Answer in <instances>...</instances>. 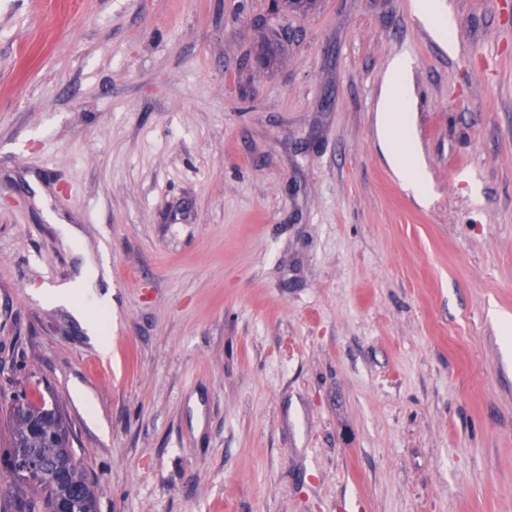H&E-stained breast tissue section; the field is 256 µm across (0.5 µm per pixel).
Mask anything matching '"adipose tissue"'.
Listing matches in <instances>:
<instances>
[{"mask_svg": "<svg viewBox=\"0 0 512 512\" xmlns=\"http://www.w3.org/2000/svg\"><path fill=\"white\" fill-rule=\"evenodd\" d=\"M409 67L410 62L407 57H397L392 61L384 76L377 106L379 135L383 143L389 146L392 165L406 188L422 198L427 194V185L419 178L416 164L414 161L404 158L392 147L394 110L401 101L409 97V91L405 84V76ZM98 276L99 269L96 262L91 259L87 260L80 275L86 285L83 302H75L71 292L64 287L49 290L46 296L52 304L66 307L87 326H94L93 310L108 309L112 306L110 296L99 295L96 290L95 283Z\"/></svg>", "mask_w": 512, "mask_h": 512, "instance_id": "1", "label": "adipose tissue"}]
</instances>
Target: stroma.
<instances>
[{
  "label": "stroma",
  "mask_w": 512,
  "mask_h": 512,
  "mask_svg": "<svg viewBox=\"0 0 512 512\" xmlns=\"http://www.w3.org/2000/svg\"><path fill=\"white\" fill-rule=\"evenodd\" d=\"M442 2L0 0V395L98 512H512V0ZM414 14L421 23L433 29L439 40L447 44L443 34L452 25V19L442 11L441 0H414ZM409 67L408 58L399 56L392 61L384 76L377 106L379 135L387 146L392 165L406 188L422 198L427 194V185L418 177L416 164L411 159L404 158L393 147L394 110L401 101L409 98L404 81ZM99 276V269L93 259H87L81 269V280L85 283L84 302L76 303L68 288L50 289L45 293L50 302L57 306L66 307L71 313L87 324L89 328L96 326L92 318V311L106 308L112 312V300L108 294L101 296L97 293L95 283Z\"/></svg>",
  "instance_id": "obj_1"
}]
</instances>
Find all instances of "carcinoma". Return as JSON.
I'll return each mask as SVG.
<instances>
[{
	"mask_svg": "<svg viewBox=\"0 0 512 512\" xmlns=\"http://www.w3.org/2000/svg\"><path fill=\"white\" fill-rule=\"evenodd\" d=\"M47 404L48 400L43 394H17L10 398L8 448L0 455V462L11 474L13 486L0 496V512H53L60 499L66 496V488L59 483H49L37 474L28 477L15 472V460L20 454L40 459L48 470L59 465L66 467L70 481L86 489L84 496L71 499V512H96L94 493L76 453L60 447L59 433H69L63 417L44 420L39 429L30 434L17 419L20 409L25 407L31 412H38L44 410Z\"/></svg>",
	"mask_w": 512,
	"mask_h": 512,
	"instance_id": "obj_1",
	"label": "carcinoma"
}]
</instances>
